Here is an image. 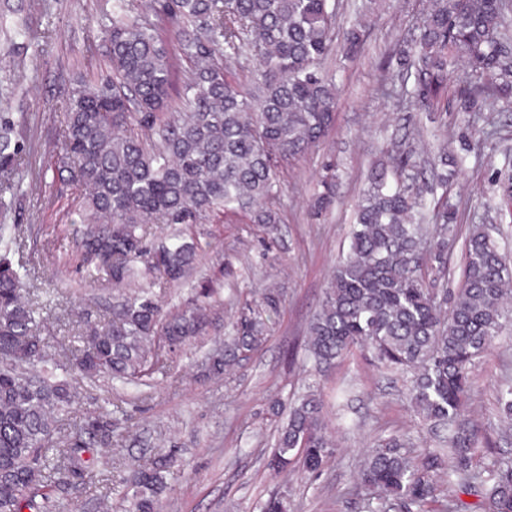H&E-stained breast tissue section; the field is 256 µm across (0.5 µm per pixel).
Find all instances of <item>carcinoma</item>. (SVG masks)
<instances>
[{"instance_id": "cac0c4a2", "label": "carcinoma", "mask_w": 512, "mask_h": 512, "mask_svg": "<svg viewBox=\"0 0 512 512\" xmlns=\"http://www.w3.org/2000/svg\"><path fill=\"white\" fill-rule=\"evenodd\" d=\"M339 0H113L101 18L111 73L72 89L56 178L87 190L88 223L80 230L76 261L122 286L135 279L181 280L199 244L179 233L150 242L148 225L190 227L209 214H242L251 224H276L280 173L321 143L335 122L333 74L324 61L336 40ZM178 26L175 39L163 23ZM347 53L361 48V29L343 34ZM248 50L259 70L242 83L231 62ZM512 0H429L414 38L396 54L413 77L410 94L424 112L448 98L450 74L464 63L467 79L454 90L460 109L480 101L512 99ZM182 93L183 111L172 110ZM15 113L0 108V213L17 209L28 172L27 151ZM421 176L411 152L394 151L371 167L358 198L349 251L336 262L325 299L309 329L306 350L331 366L356 348L411 374L410 400L428 420L452 428L450 460L425 450L402 452L397 436L379 441L360 465L357 480L400 512H424L430 503L448 512L436 476L464 485L488 484V512H512V458L488 476L473 470L476 433L457 422L471 397L470 370L512 322V261L484 224L465 241L458 288L437 298L446 271L448 229L457 205L448 192L423 214ZM16 225L0 222V512H56L53 488L85 481L92 469L84 449L112 444V421L70 423L78 402L76 378L147 385L167 357L199 333L203 307L164 312L150 288L117 299L102 325H87L78 345L61 359L48 352L44 305L30 296L29 270L13 265ZM280 294L266 291L257 307L234 315L224 354L205 366L220 377L233 361L265 340V312ZM319 397L278 403L283 416L269 467L295 459L318 472L330 441ZM67 428L64 447L55 433ZM171 460L159 457L134 472L128 512H156Z\"/></svg>"}]
</instances>
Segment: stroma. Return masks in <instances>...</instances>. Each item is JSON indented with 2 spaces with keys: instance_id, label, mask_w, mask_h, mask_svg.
Instances as JSON below:
<instances>
[{
  "instance_id": "35a3bbf8",
  "label": "stroma",
  "mask_w": 512,
  "mask_h": 512,
  "mask_svg": "<svg viewBox=\"0 0 512 512\" xmlns=\"http://www.w3.org/2000/svg\"><path fill=\"white\" fill-rule=\"evenodd\" d=\"M10 3L29 15L31 36L20 85L9 82L13 58L0 54V103L23 114L30 173L39 179L22 210L9 217L21 226L14 257L34 271L39 290L56 294L61 302L47 321L48 350L59 354L71 347L84 319L104 322L113 295L138 287L131 281L118 289L105 275L89 277L66 264V256L77 251L85 191L46 173L61 150L59 128L68 94L109 72L99 20L111 12L112 0ZM425 6L426 0H377L362 29V53L352 60L330 55L338 88L335 123L323 143L281 174V221L272 231L212 215L193 225L202 248L194 268L180 283L156 290L163 308L174 310L198 299L201 285L213 288L203 300L205 320L191 344L170 356L150 386L79 383L76 420L110 411L120 435L118 444L87 452L94 472L112 480V512H124L123 481L132 468L165 454L174 464L159 512H259V504L274 492L287 494L289 512H377L378 502L353 479L369 446L400 434L409 437L413 452L441 447L442 432L409 404L408 376L382 368L372 352L359 349L318 373L305 351L330 272L348 247L368 166L399 142L423 157L444 145L463 160L450 188L459 209L457 235L448 245L449 287L461 279L470 225L493 224L512 237V203L502 200L497 179L512 161V101L487 102L478 113L461 111L452 101L447 111L427 114L411 103L397 105L390 94L393 55L409 39ZM330 166L339 177L336 200L315 219L309 204L322 193L321 177ZM269 288L278 290L281 303L269 317L267 341L221 378L203 377L202 364L229 336L237 308L259 303ZM472 375L467 417L478 438L474 468L482 472L512 457V424L502 418L497 401L499 384L512 379V331L495 338ZM309 390L325 404L333 442L327 462L316 474L297 463L272 473L266 460L279 425L272 406Z\"/></svg>"
}]
</instances>
